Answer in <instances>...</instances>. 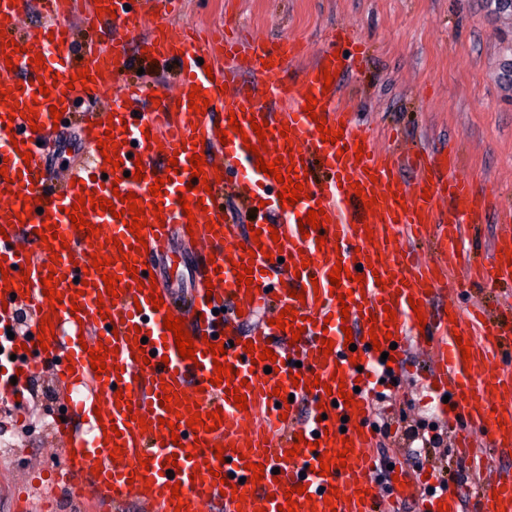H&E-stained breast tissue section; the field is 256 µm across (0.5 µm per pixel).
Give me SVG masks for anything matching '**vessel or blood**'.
Instances as JSON below:
<instances>
[{
	"label": "vessel or blood",
	"mask_w": 512,
	"mask_h": 512,
	"mask_svg": "<svg viewBox=\"0 0 512 512\" xmlns=\"http://www.w3.org/2000/svg\"><path fill=\"white\" fill-rule=\"evenodd\" d=\"M128 0H100L88 5L85 18L94 21L97 7H114L115 24L111 46L89 43L74 47L70 26L58 20L63 0H42L47 20L32 28L20 40L21 50L6 55L0 48V86L11 91L6 103H0V161H6L8 173L0 176V196H10L8 205L0 206V267L11 279L29 272V295L19 296L17 289L0 287V335H10L8 349L17 369L15 382L0 383V398L23 395L32 376L42 372L45 363L55 365L54 380L59 390L69 393L83 388L85 395L74 403L71 418L56 422L54 434L72 461L57 480L68 487L89 484L109 512H125L128 500H135L142 512H279L285 505L286 490L305 486L306 492L294 495L299 512H375L369 475L376 466L373 447L375 431L370 421L379 391L380 375L399 371L400 348L407 339L419 347L433 348L431 362L423 369L426 387L435 398H447L442 413L453 448L475 462L477 482L483 488L471 499V512H512V477L492 474L487 469L485 450L475 447L469 431L480 430L490 436L489 447L496 453H512V375L500 371L498 361L512 356V319L493 316L479 308L469 315L471 327L454 334V324L447 311L435 310L433 303L443 291L456 286L458 277L472 283L494 285L512 283V265L504 257L512 251V223L503 222L493 237L488 254L473 258L465 247L472 228L484 223L490 211V196L477 190L472 179L459 176L460 159L447 149L401 152L381 151L374 144L370 128L355 123L340 104V81L351 60L320 55L313 63L299 66L302 50L297 41L283 38L273 44L258 40L242 42L224 38L205 41L191 27H175L166 22L147 20L139 9H127ZM149 55L179 59L182 67L178 96H161L158 107L142 112L138 103L145 90L142 84L126 85L120 96H113L115 76L123 69L127 44ZM42 53L43 67H35V53ZM96 73L90 88L71 86L78 68ZM333 70L332 83H325V70ZM48 84L50 92L41 95L39 87ZM205 91L209 105L205 113L190 111L192 86ZM73 87L75 94L108 102L107 111L91 114L81 128L88 148L85 161L71 169L69 180L60 189L46 185V167L40 146L50 143L56 131L52 109H69L62 91ZM316 97L318 110L308 115L304 107L308 97ZM36 107L38 119L29 123L22 115H11L14 106ZM250 129L252 123L266 127V152L255 156L243 143L240 133L229 129L230 118ZM324 119L331 129L342 130L336 143L322 141L317 119ZM288 125V135H281V125ZM113 131L121 170V182H112L110 164L106 163L98 141L106 131ZM202 141L205 175L242 163L243 172L235 185L236 196L247 210H265L268 229L259 239H252L247 225L226 217L224 186L211 185L213 197L205 209H198L197 192L201 179L191 176L188 167L192 145ZM362 145L363 156H356L354 145ZM31 153L23 161V153ZM292 156L298 172L304 173L306 195L299 202L283 206L281 185L275 178L256 168L258 160L273 161ZM177 158L180 171L171 174L170 158ZM142 169V180L132 177ZM164 179L160 196L150 188L156 179ZM136 193L143 205L163 207V222L148 219L143 231L147 250L138 253L139 264L155 274L154 282L136 283L118 261L120 249L135 245L136 236L122 220L100 209L88 210L85 218L98 227L100 234L88 238L86 231L74 230L68 211L79 193L111 197L113 192ZM373 193V210H365L361 193ZM39 198L42 213L32 214L18 223L24 197ZM188 197L195 209L185 216L179 203ZM324 208L328 220L301 235L300 221L309 211ZM57 222L59 236L44 245L39 232L46 221ZM279 240H272L271 231ZM194 234L202 249L195 257L198 288L192 289L182 308H174L173 281L166 271L155 268V259L166 253L173 236ZM325 246H318V238ZM429 243L434 252L431 262L411 261V249ZM262 246L254 259L252 273L255 289H239L232 263L244 249ZM114 257L107 271L119 275V297L108 295L100 273L91 271L92 251ZM280 252L283 261L271 263L267 252ZM59 262H52V253ZM348 269L363 265L364 282L342 279L337 286L345 300L331 295L329 274L335 263ZM62 279L56 290L64 298L49 304L42 280L50 270ZM86 278L78 286V278ZM212 281L213 290L203 288ZM304 291V299L292 298V291ZM164 299L161 309H154L151 293ZM419 300L422 315H415L410 302ZM108 303V316H101L99 303ZM79 313H72V305ZM349 305L348 316H341L342 305ZM32 310L27 331H16L19 306ZM292 307L299 317L292 327L272 326L282 309ZM397 315L396 323L385 325L386 310ZM184 319L197 351L194 359L178 354L174 337L166 336V315ZM51 316L55 335L48 348L37 339L42 319ZM377 324H370V317ZM426 326H419L418 317ZM351 335H344V327ZM300 328V339H293V328ZM148 334L144 350H137V331ZM220 335L225 342L223 364L232 365L236 375L229 386L214 385L213 356L204 339ZM391 336L397 348L393 363L381 360L372 336ZM332 339L333 350L323 355V339ZM353 347H346V340ZM470 344L471 359L463 361L459 341ZM252 343L245 352L244 343ZM108 348L106 371L96 375L90 364V350L97 345ZM272 349L277 356L276 372L265 373L264 361H252V354ZM144 360H137V353ZM362 357L360 364L350 361L352 354ZM342 373L335 381L333 373ZM301 375L302 385L291 382ZM170 385L179 396L190 398L200 414L221 410L223 420L217 430L199 431L189 436L187 425L177 429L160 426L167 411L162 405L163 385ZM286 387L294 400L287 409L276 406L272 390ZM243 387L246 409L235 405L227 387ZM345 387L352 392L355 407L332 405L327 389ZM123 392L131 398L127 407H116L114 395ZM499 416H492V409ZM148 419V430H141L140 419ZM83 421L85 432L74 424ZM115 423L118 432L107 437L103 424ZM326 434L315 442V434ZM180 435L181 445H174L172 435ZM304 443H296V435ZM352 442L345 465H331L329 475L317 473L318 457L328 449L343 450ZM224 445L223 458H216L215 445ZM122 447V457H113L115 447ZM488 447V448H489ZM298 456L286 457L289 449ZM176 457V467H169L168 457ZM263 465L261 484L252 485V465ZM398 482L391 489L399 501L414 503L418 512H462L458 491L448 488L426 495L421 491L423 475L399 466L394 470ZM236 476L238 492L244 502L225 495L224 479ZM180 483L171 491L170 480ZM339 489L335 505L324 501L326 490ZM180 493L185 507H176L173 493ZM501 505H494V498Z\"/></svg>",
	"instance_id": "vessel-or-blood-1"
}]
</instances>
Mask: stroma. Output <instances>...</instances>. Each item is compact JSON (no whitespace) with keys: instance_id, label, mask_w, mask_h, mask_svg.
Listing matches in <instances>:
<instances>
[{"instance_id":"1","label":"stroma","mask_w":512,"mask_h":512,"mask_svg":"<svg viewBox=\"0 0 512 512\" xmlns=\"http://www.w3.org/2000/svg\"><path fill=\"white\" fill-rule=\"evenodd\" d=\"M231 14L240 35L297 40L309 62L332 49L333 30L353 28L364 61L342 79V105L374 130L378 146H388L387 133L396 130L419 147L458 153L459 175L494 199L472 242L484 252L501 216L512 213V11L500 10L498 0H183L179 18L212 33ZM179 73L172 58L153 61L132 51L120 78L141 74L174 94ZM102 109L79 99L59 122L47 154L55 179L84 160L78 125L84 114ZM66 404L47 375L30 384L23 401L0 402V432L17 442L0 447V512H14L19 492L63 467L47 423ZM428 408L414 379L400 377L390 398L378 399L373 427L437 424Z\"/></svg>"}]
</instances>
